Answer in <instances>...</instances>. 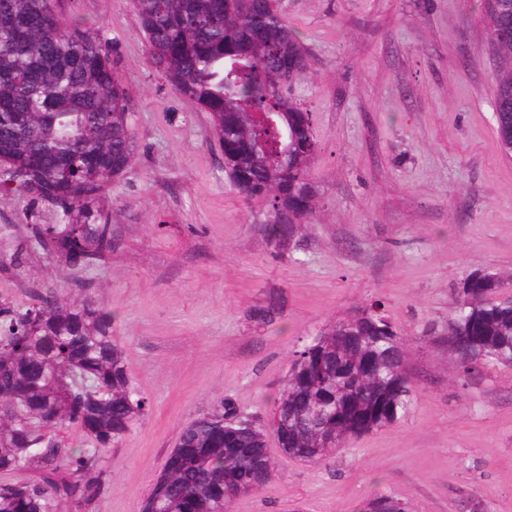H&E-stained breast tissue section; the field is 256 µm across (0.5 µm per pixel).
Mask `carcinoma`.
I'll return each mask as SVG.
<instances>
[{
  "label": "carcinoma",
  "mask_w": 512,
  "mask_h": 512,
  "mask_svg": "<svg viewBox=\"0 0 512 512\" xmlns=\"http://www.w3.org/2000/svg\"><path fill=\"white\" fill-rule=\"evenodd\" d=\"M58 0H0V197L21 193L58 224L0 226V269L17 276L40 252L83 269L112 253V225L96 206L131 165L138 144L112 43L64 17ZM150 63L208 112L230 184L263 205L264 236L284 247L313 218L317 151L311 112L293 95L307 55L274 0H133ZM498 58L495 135L512 153V0H480ZM115 317L87 293L46 288L20 305L0 296V512H60L100 492L103 453L141 424ZM448 351L462 373L512 368V282L474 272L456 290ZM414 382L405 338L372 301L294 351L267 421L231 398L181 431L142 512H224L269 481L273 440L313 463L404 419Z\"/></svg>",
  "instance_id": "carcinoma-1"
}]
</instances>
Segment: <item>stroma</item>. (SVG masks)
Listing matches in <instances>:
<instances>
[{
  "instance_id": "obj_1",
  "label": "stroma",
  "mask_w": 512,
  "mask_h": 512,
  "mask_svg": "<svg viewBox=\"0 0 512 512\" xmlns=\"http://www.w3.org/2000/svg\"><path fill=\"white\" fill-rule=\"evenodd\" d=\"M60 8L112 40L138 150L101 195L111 254L75 275L34 255L26 276L0 271V296L82 282L115 314L147 401L105 455L101 495L62 512H140L184 426L225 397L264 415L294 350L374 300L408 338L410 414L319 464L270 445V483L231 512H357L376 494L409 512H512V369L462 377L446 337L467 274L512 275V157L475 0H279L318 142L315 221L284 251L230 186L209 113L151 67L132 0ZM272 297L275 319L254 318Z\"/></svg>"
}]
</instances>
